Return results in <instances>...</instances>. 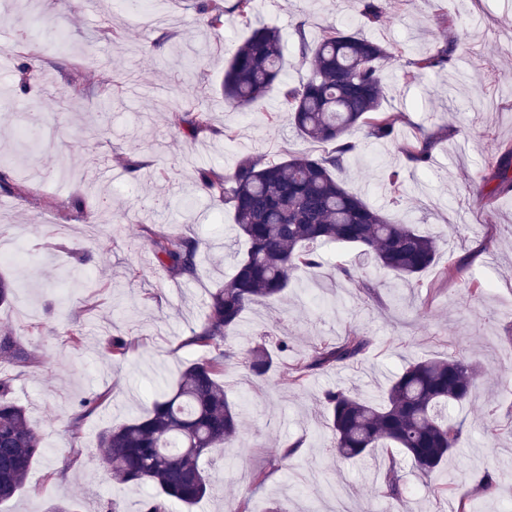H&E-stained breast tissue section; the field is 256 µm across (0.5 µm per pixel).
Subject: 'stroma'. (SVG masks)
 I'll list each match as a JSON object with an SVG mask.
<instances>
[{
    "label": "stroma",
    "mask_w": 512,
    "mask_h": 512,
    "mask_svg": "<svg viewBox=\"0 0 512 512\" xmlns=\"http://www.w3.org/2000/svg\"><path fill=\"white\" fill-rule=\"evenodd\" d=\"M203 0H169L150 24L125 13L119 0H0V245L15 243L25 259L0 261L15 285L0 305V336L12 334L29 358H0V376L12 378V399L42 436L46 453L33 462L21 493L0 512H47L66 502L75 512H99L120 499L139 512L153 497L147 487L112 481L101 461L98 434L143 411L155 375L175 382L202 353L186 345L203 320L208 294L228 280L246 249L233 214L196 185V171H232L246 155L267 160L284 152H321L288 123L269 124L281 98L263 106H225L224 64L249 33L227 16L208 26ZM386 22L361 27L362 0H255L253 23L277 28L290 84L309 74L296 51L295 29L311 37L323 25L361 29L392 50L383 66L382 106L402 113L401 135L418 129L438 139L429 169L409 163L396 143L352 130L359 149L343 178L347 187L388 215L440 240L435 266L409 285L379 268L359 249L323 247V265L292 272V289L252 306L238 335L241 351L257 343L274 348V369L252 382L229 366L224 390L242 402V426L223 459L210 460L212 489L193 510L176 502L167 512H380L387 506L385 473L396 470L399 512H512V193L490 194L484 167L512 144V0H386ZM453 16L454 26L443 17ZM251 22V23H252ZM455 42L452 63L421 80L402 78L409 61L441 42ZM37 81L27 85L20 69ZM212 112L214 129L189 139L172 115ZM236 132L224 137L225 128ZM400 197L388 189L391 172ZM112 207L101 210V195ZM205 240L198 276L188 280L162 268L142 238L143 227ZM468 261L460 278H444L448 264ZM355 268L374 295L334 277L337 264ZM485 283L472 296L468 283ZM80 333L79 346L66 341ZM350 333L371 346L353 365L329 368L305 386L289 385L281 366L323 340ZM110 336L132 341L127 359L102 354ZM287 351H277L280 338ZM463 353L479 368L476 397L450 408L461 422L459 450L447 471L425 474L387 441L366 456L343 460L331 451L324 427V392L352 388L377 399L411 361ZM108 400L80 425V400ZM297 453L282 457L288 444ZM492 472L491 486L472 484L474 457ZM262 487H254L255 474ZM457 484L442 489L447 474Z\"/></svg>",
    "instance_id": "obj_1"
}]
</instances>
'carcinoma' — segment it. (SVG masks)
<instances>
[{
	"label": "carcinoma",
	"mask_w": 512,
	"mask_h": 512,
	"mask_svg": "<svg viewBox=\"0 0 512 512\" xmlns=\"http://www.w3.org/2000/svg\"><path fill=\"white\" fill-rule=\"evenodd\" d=\"M207 23L224 26V0H207ZM363 22L385 23L383 0H364ZM299 58L309 63L306 81L291 85L285 79L279 32L263 24L250 27L248 36L231 53L224 71V102L234 108H253L278 89L284 111L269 112L271 123L285 118L305 140L330 144L319 155L301 154L265 162L244 156L230 173L199 169L200 187L233 213L238 235L247 245L233 276L209 294L203 322L191 331L186 344L206 356L183 366L176 383L152 385L148 408L99 435V447L112 478L120 485L155 488L157 496L145 512H166L175 500L189 509L210 486L201 466L203 456L224 453V444L239 432L240 412L224 394V368L240 362L249 374L265 378L274 359L263 345L244 356L227 346L239 333L243 313L251 305L281 296L290 288L289 272L318 268L316 247L328 243L361 249L379 267L406 281L430 269L440 250L439 239L412 224L391 220L351 192L338 174L357 153L347 138L364 126L367 136L390 140L399 115L382 108L386 84L381 62L391 57L382 42L348 28L329 27L323 37L310 40L305 23L297 27ZM456 47L442 43L411 62L408 81L448 64ZM193 137L212 129L205 110L178 117ZM437 138L418 131L399 150L417 166H427ZM486 181L496 182L492 193L512 192V146H504L488 161ZM144 238L157 261L170 272L192 278L204 243L175 234L159 235L144 227ZM368 337L351 334L322 342L290 368L291 381L305 385L330 367L354 364L370 347ZM130 345L119 336L102 342V352L114 359L128 356ZM478 370L464 355L409 363L384 391L370 402L346 389L324 394L333 450L342 459H355L393 442L421 472L429 474L448 463L458 447L462 425L439 415V408L466 402L476 386ZM11 382L0 378V503L22 489L33 461L45 454L38 430L25 409L10 398ZM108 394L81 401L74 424H81Z\"/></svg>",
	"instance_id": "obj_1"
}]
</instances>
